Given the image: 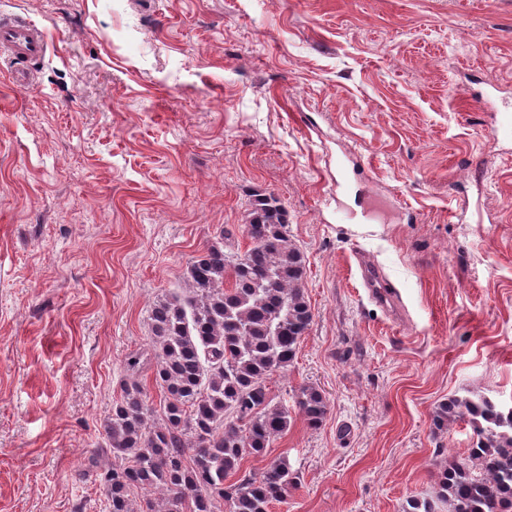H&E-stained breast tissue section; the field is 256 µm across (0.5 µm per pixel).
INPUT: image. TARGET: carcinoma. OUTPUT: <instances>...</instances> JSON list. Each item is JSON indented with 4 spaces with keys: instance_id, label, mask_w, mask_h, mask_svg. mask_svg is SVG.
<instances>
[{
    "instance_id": "1",
    "label": "carcinoma",
    "mask_w": 512,
    "mask_h": 512,
    "mask_svg": "<svg viewBox=\"0 0 512 512\" xmlns=\"http://www.w3.org/2000/svg\"><path fill=\"white\" fill-rule=\"evenodd\" d=\"M245 231V252L221 230L186 266L187 294L160 296L151 307L149 349L128 355L121 396L104 421L106 446L87 463L108 512H216L219 502L228 512H271L296 484L285 458L257 476L240 474L245 456L288 432L291 410L310 427L327 413L322 393L307 385L292 404H271L267 382L293 362L313 315L304 256L279 199L257 195ZM151 364L165 394L158 424L137 380ZM435 421L464 422L476 437L440 473L448 512H512V408L460 396Z\"/></svg>"
}]
</instances>
